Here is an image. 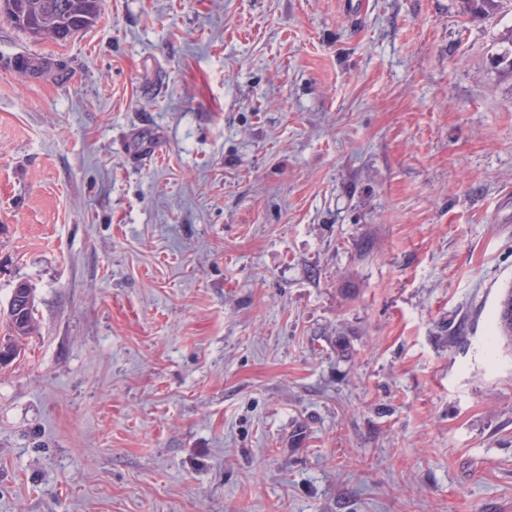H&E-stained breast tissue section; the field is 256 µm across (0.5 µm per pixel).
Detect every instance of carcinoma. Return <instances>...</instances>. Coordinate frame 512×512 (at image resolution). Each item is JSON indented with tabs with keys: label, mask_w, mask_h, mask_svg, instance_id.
Returning <instances> with one entry per match:
<instances>
[{
	"label": "carcinoma",
	"mask_w": 512,
	"mask_h": 512,
	"mask_svg": "<svg viewBox=\"0 0 512 512\" xmlns=\"http://www.w3.org/2000/svg\"><path fill=\"white\" fill-rule=\"evenodd\" d=\"M101 0H0V13L19 30L34 37L65 42L91 26L99 16ZM504 53L493 58L498 72L512 77V36ZM35 300H30L21 315L7 309L9 334L0 340V367L16 360L23 340L34 331ZM495 327L497 336L512 345V287L501 296Z\"/></svg>",
	"instance_id": "cac0c4a2"
}]
</instances>
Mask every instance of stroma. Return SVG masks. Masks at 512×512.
<instances>
[{"label":"stroma","instance_id":"obj_1","mask_svg":"<svg viewBox=\"0 0 512 512\" xmlns=\"http://www.w3.org/2000/svg\"><path fill=\"white\" fill-rule=\"evenodd\" d=\"M512 0L0 18V512H512ZM24 285L27 287H23L22 285L18 288H13L12 293L16 289L17 293L24 292L26 295L31 296L30 303L27 307H24L23 313L20 316H17L14 312L13 306L14 303L9 308L11 304L9 301L8 309H7V321L9 327V334L7 338H3L0 340V367L6 366L16 360L22 350L23 343L28 336H30L34 331V314H35V299L32 292V289L29 288L25 283ZM11 293V296H12ZM495 327L497 336L507 340L508 345H512V287L508 288L499 300Z\"/></svg>","mask_w":512,"mask_h":512}]
</instances>
